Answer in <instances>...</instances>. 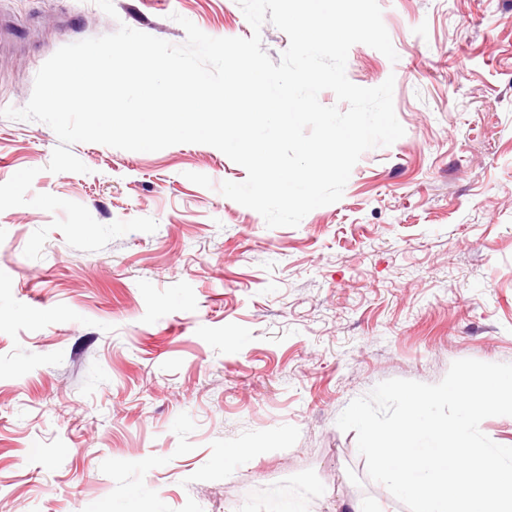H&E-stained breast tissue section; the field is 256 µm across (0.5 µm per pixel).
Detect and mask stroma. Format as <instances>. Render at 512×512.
<instances>
[{
    "mask_svg": "<svg viewBox=\"0 0 512 512\" xmlns=\"http://www.w3.org/2000/svg\"><path fill=\"white\" fill-rule=\"evenodd\" d=\"M378 4L398 59L358 43L346 75L394 78L405 134L295 227L224 197L247 172L215 147L75 143L86 172L53 174L54 131L0 114V183L34 168L31 194L158 223L97 252L50 230L30 259L53 213L0 212V512H408L336 421L388 379L512 363V0ZM114 6L0 0V111L60 47L122 24L253 33L237 0Z\"/></svg>",
    "mask_w": 512,
    "mask_h": 512,
    "instance_id": "stroma-1",
    "label": "stroma"
}]
</instances>
